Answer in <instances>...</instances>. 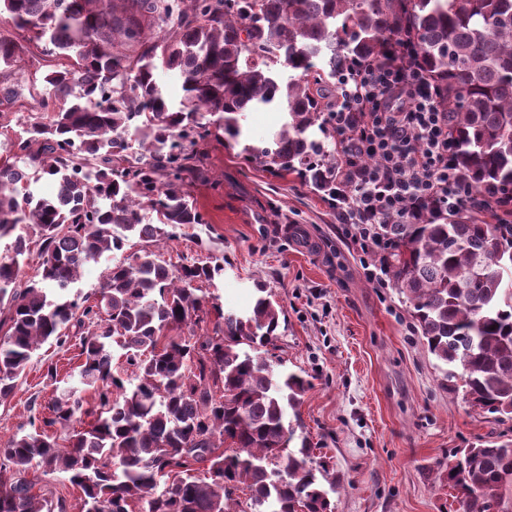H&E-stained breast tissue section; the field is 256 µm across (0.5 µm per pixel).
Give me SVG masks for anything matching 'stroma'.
<instances>
[{
    "mask_svg": "<svg viewBox=\"0 0 512 512\" xmlns=\"http://www.w3.org/2000/svg\"><path fill=\"white\" fill-rule=\"evenodd\" d=\"M207 151L208 179L191 189L204 221L158 250L176 266L222 265L203 290L223 310L245 311L257 286L271 290L282 313L269 355L311 383L290 423L326 458L335 512H462L449 460L477 440L512 439V421L449 389L404 294L388 277H366V257L327 199L295 175H271L241 146L214 139ZM81 361L75 339L36 351L0 403V439L43 415L55 395L48 365L66 378Z\"/></svg>",
    "mask_w": 512,
    "mask_h": 512,
    "instance_id": "stroma-1",
    "label": "stroma"
}]
</instances>
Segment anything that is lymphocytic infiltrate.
Here are the masks:
<instances>
[{
    "label": "lymphocytic infiltrate",
    "instance_id": "lymphocytic-infiltrate-1",
    "mask_svg": "<svg viewBox=\"0 0 512 512\" xmlns=\"http://www.w3.org/2000/svg\"><path fill=\"white\" fill-rule=\"evenodd\" d=\"M328 122L336 132V206L340 223L370 256L386 245L372 227L411 224L422 205L459 211L468 191L457 179L448 114L411 55L360 67L338 81Z\"/></svg>",
    "mask_w": 512,
    "mask_h": 512
}]
</instances>
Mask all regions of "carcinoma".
I'll return each instance as SVG.
<instances>
[{"instance_id": "obj_1", "label": "carcinoma", "mask_w": 512, "mask_h": 512, "mask_svg": "<svg viewBox=\"0 0 512 512\" xmlns=\"http://www.w3.org/2000/svg\"><path fill=\"white\" fill-rule=\"evenodd\" d=\"M2 12L23 35L0 33V130L22 96L34 106L23 135L0 145V240L13 239L0 257V401L35 351L78 336L80 384L95 402L65 388L32 430L0 442V512H68L50 476L80 490V512H335L328 463L286 424L310 382L267 357L280 327L272 293L258 287L249 313L224 314L201 337L183 327L221 311L194 287L218 264L176 269L144 249L107 268L94 297L71 288L132 239L204 223L189 191L204 175L201 145L240 143L260 107L284 120L243 153L336 196V71L406 42L439 90L471 193L453 215L426 205L416 224L374 225L389 244L384 272L445 379L512 419V218L467 215L512 193V0H0ZM31 44L55 64L24 87ZM169 71L176 105L159 83ZM42 180L54 194L37 192ZM84 416L87 428L70 431ZM448 471L465 512H487L512 487V441L467 448Z\"/></svg>"}]
</instances>
